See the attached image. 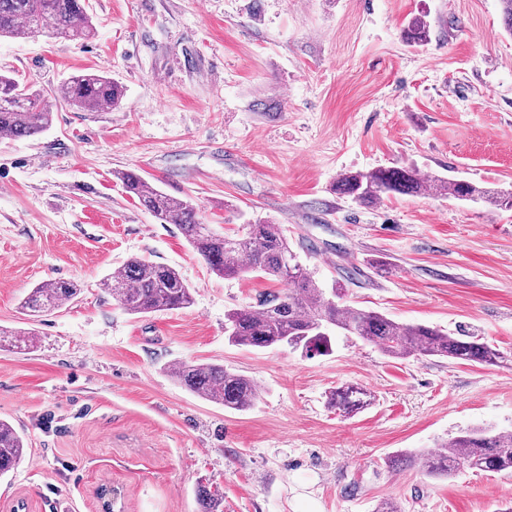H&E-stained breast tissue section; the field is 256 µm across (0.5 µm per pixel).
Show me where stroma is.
<instances>
[{"instance_id":"obj_1","label":"stroma","mask_w":512,"mask_h":512,"mask_svg":"<svg viewBox=\"0 0 512 512\" xmlns=\"http://www.w3.org/2000/svg\"><path fill=\"white\" fill-rule=\"evenodd\" d=\"M94 33L0 39V73L53 93L70 74L119 82L120 107L54 111L34 138H0V419L25 458L0 478V512H503L512 476L445 479L385 459L435 451L463 432L512 430V209L443 195L363 206L346 173L411 167L512 189V34L499 0H87ZM430 39L408 45L416 16ZM139 173L188 198L202 222L245 234L281 225L299 261L345 302L401 323L494 344L497 366L386 357L334 335L324 355L234 346L228 311L279 283L213 273L175 225L129 196ZM177 268L181 310L134 315L103 279L129 258ZM78 298L33 318L21 303L51 279ZM212 363L247 375L248 411L190 393L168 368ZM370 390L353 414L336 387Z\"/></svg>"}]
</instances>
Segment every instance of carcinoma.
I'll use <instances>...</instances> for the list:
<instances>
[{
  "label": "carcinoma",
  "mask_w": 512,
  "mask_h": 512,
  "mask_svg": "<svg viewBox=\"0 0 512 512\" xmlns=\"http://www.w3.org/2000/svg\"><path fill=\"white\" fill-rule=\"evenodd\" d=\"M93 30L85 0H0V37H25L45 33L54 39L86 37ZM408 43L419 46L430 37L425 17L412 19L404 30ZM124 88L96 72L75 73L63 80L53 99L14 76L0 75V138H31L52 122L54 107L78 111L117 108ZM126 192L161 224H173L188 244L226 278L258 273L286 286L269 293L257 307L233 309L227 314L225 334L233 345L270 348L301 347L321 354L329 351V331L336 330L378 347L394 359L446 358L456 363L496 365L506 356L489 343L471 336L463 339L422 324L399 323L372 310L342 302L341 293L329 297L314 275L302 265L295 274L284 271V261L295 258L288 237L279 224L257 221L242 237L221 235L198 218L188 199L173 197L151 186L141 175L121 173ZM444 193L458 200L488 202L512 208V192L490 191L464 179L428 180L410 167L377 168L344 174L336 181V193L372 206L390 194ZM102 288L132 314L185 309L193 304V288L177 269L164 263L134 257L114 270ZM80 293L72 281L51 280L32 289L23 302L27 315L40 317L75 299ZM170 373L183 387L226 409L246 411L255 405L253 379L220 365L182 362ZM372 401L358 386L339 387L330 404L348 413ZM446 453H396L386 458L392 469L416 468L432 478H447L460 467L479 472L512 474V432L471 430L448 442ZM23 435L0 419V476L10 472L26 456ZM201 512H224L223 498L204 487L197 490Z\"/></svg>",
  "instance_id": "obj_1"
}]
</instances>
